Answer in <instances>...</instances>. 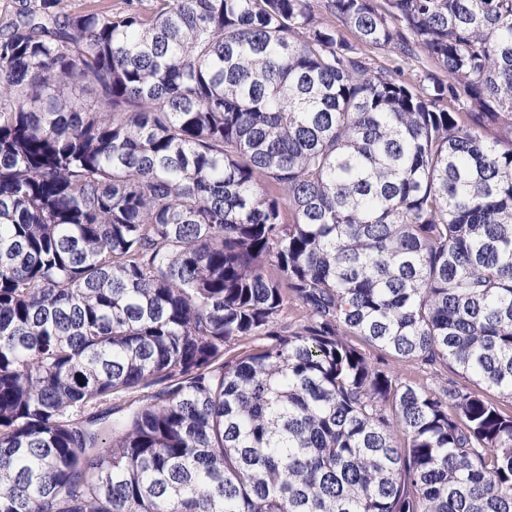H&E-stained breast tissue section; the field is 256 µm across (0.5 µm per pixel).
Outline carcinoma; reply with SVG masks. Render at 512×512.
<instances>
[{"label": "carcinoma", "mask_w": 512, "mask_h": 512, "mask_svg": "<svg viewBox=\"0 0 512 512\" xmlns=\"http://www.w3.org/2000/svg\"><path fill=\"white\" fill-rule=\"evenodd\" d=\"M150 2L0 22V512H512V0ZM372 354L371 357L374 358V361L376 359L381 361L385 369L393 372L403 381L416 380L422 374L423 368L419 361H399L375 351Z\"/></svg>", "instance_id": "1"}]
</instances>
